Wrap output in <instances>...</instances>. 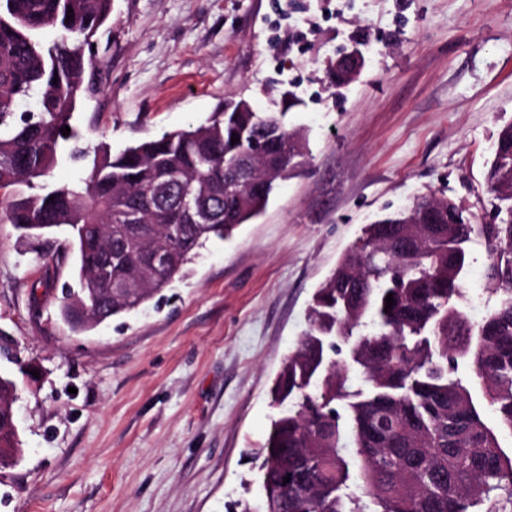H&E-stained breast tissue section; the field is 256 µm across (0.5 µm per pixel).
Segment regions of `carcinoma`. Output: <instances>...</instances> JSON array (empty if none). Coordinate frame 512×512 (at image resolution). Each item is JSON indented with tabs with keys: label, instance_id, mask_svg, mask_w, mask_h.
Returning <instances> with one entry per match:
<instances>
[{
	"label": "carcinoma",
	"instance_id": "cac0c4a2",
	"mask_svg": "<svg viewBox=\"0 0 512 512\" xmlns=\"http://www.w3.org/2000/svg\"><path fill=\"white\" fill-rule=\"evenodd\" d=\"M111 17L112 0H0V189L11 190L0 220L23 237L69 231L79 288L60 313L67 322L76 307L90 315L72 325L76 332L162 296L206 241L259 216L307 156L286 113L263 115L245 99L117 154L81 147L71 120L93 90L94 37ZM352 72L338 62L329 77L340 86ZM65 156L85 163L84 172L54 184ZM485 192L492 222L474 224L434 193L377 216L316 289L308 329L272 388L273 402L288 409L257 452L263 512L512 503V454L501 444L512 436V123L498 132ZM477 240L495 304L474 323L467 271ZM0 448H18L1 408Z\"/></svg>",
	"mask_w": 512,
	"mask_h": 512
}]
</instances>
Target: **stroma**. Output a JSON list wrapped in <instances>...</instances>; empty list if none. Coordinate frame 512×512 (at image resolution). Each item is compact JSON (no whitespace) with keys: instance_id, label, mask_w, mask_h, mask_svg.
<instances>
[{"instance_id":"stroma-1","label":"stroma","mask_w":512,"mask_h":512,"mask_svg":"<svg viewBox=\"0 0 512 512\" xmlns=\"http://www.w3.org/2000/svg\"><path fill=\"white\" fill-rule=\"evenodd\" d=\"M102 83L72 123L112 152L229 99L287 111L310 164L263 212L210 239L148 303L77 333L60 316L68 234L0 223V373L17 384L0 512H239L262 505L249 457L316 288L379 213L432 190L487 220L484 171L512 122V0H112ZM371 51L349 84L325 62Z\"/></svg>"}]
</instances>
